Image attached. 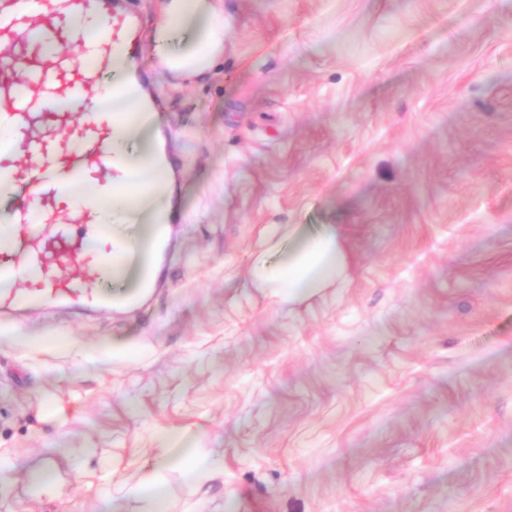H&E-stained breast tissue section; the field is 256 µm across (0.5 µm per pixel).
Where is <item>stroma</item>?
I'll use <instances>...</instances> for the list:
<instances>
[{
    "label": "stroma",
    "mask_w": 512,
    "mask_h": 512,
    "mask_svg": "<svg viewBox=\"0 0 512 512\" xmlns=\"http://www.w3.org/2000/svg\"><path fill=\"white\" fill-rule=\"evenodd\" d=\"M139 75L177 221L130 310L0 314V512H512V0H224L204 77ZM343 232L288 304L273 233ZM185 434L219 463L162 468ZM298 224L288 225L282 238L292 240L288 252L279 260L271 253L280 252L281 239L254 262L252 276L259 288L279 301L294 303L315 296L345 275L347 262L342 233L333 224L307 232Z\"/></svg>",
    "instance_id": "35a3bbf8"
}]
</instances>
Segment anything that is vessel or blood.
<instances>
[{"mask_svg": "<svg viewBox=\"0 0 512 512\" xmlns=\"http://www.w3.org/2000/svg\"><path fill=\"white\" fill-rule=\"evenodd\" d=\"M89 14L105 15L107 28L83 50V62L75 64L70 60L71 25ZM139 30V16L122 0H0V41L47 34L58 46L53 55L37 56L26 78L0 79V98L6 102L0 109V191L22 182L31 188L29 199L0 225V280L20 279L30 263L40 268L39 277L25 287L0 291V312L40 302L96 309L112 302L95 286L111 279L123 249L112 243L111 225L98 223L97 201L71 209L64 185L105 186L119 128L151 123L156 100L143 86L139 92L146 110L108 112L79 122L73 112L60 109L58 101L66 90L92 97L116 59L133 55ZM21 147L38 154V173L16 163ZM50 250L63 259L80 258L79 277L56 274L46 260Z\"/></svg>", "mask_w": 512, "mask_h": 512, "instance_id": "vessel-or-blood-1", "label": "vessel or blood"}]
</instances>
